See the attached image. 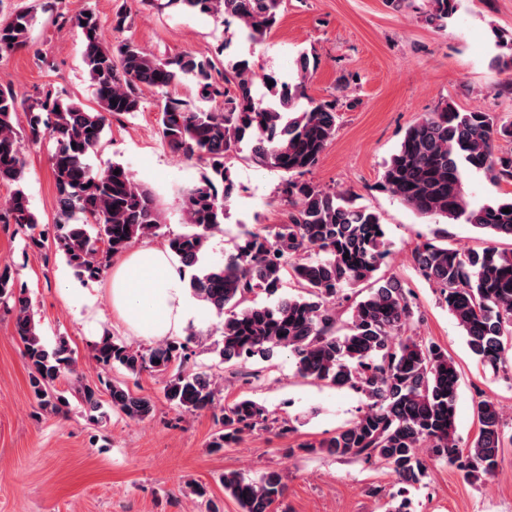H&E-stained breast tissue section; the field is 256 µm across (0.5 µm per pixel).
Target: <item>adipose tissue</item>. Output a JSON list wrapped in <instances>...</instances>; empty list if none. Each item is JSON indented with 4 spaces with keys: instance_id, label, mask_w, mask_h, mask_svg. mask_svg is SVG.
I'll use <instances>...</instances> for the list:
<instances>
[{
    "instance_id": "adipose-tissue-1",
    "label": "adipose tissue",
    "mask_w": 512,
    "mask_h": 512,
    "mask_svg": "<svg viewBox=\"0 0 512 512\" xmlns=\"http://www.w3.org/2000/svg\"><path fill=\"white\" fill-rule=\"evenodd\" d=\"M182 266L165 248L145 246L117 256L108 295L119 319L139 335L164 339L179 335L190 316Z\"/></svg>"
}]
</instances>
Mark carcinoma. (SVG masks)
<instances>
[{
    "instance_id": "obj_1",
    "label": "carcinoma",
    "mask_w": 512,
    "mask_h": 512,
    "mask_svg": "<svg viewBox=\"0 0 512 512\" xmlns=\"http://www.w3.org/2000/svg\"><path fill=\"white\" fill-rule=\"evenodd\" d=\"M158 8L175 6L224 23L234 21L254 43L277 25L283 0H140ZM424 22L447 27L457 0H429ZM80 30L83 62L96 87L98 108L50 93L19 99L0 85V183L13 187L0 224H12L26 246L39 251L52 242L80 280H96L108 271L112 257L137 240L157 234L160 211L150 191L131 171L114 162L96 170L89 158L101 145L112 119L134 116L145 108L143 89L161 92L156 100L163 144L173 153L206 165L209 174L183 190L184 224L189 230L168 236L167 246L191 267L204 255L211 238L224 232V211L235 191L226 159L250 144L249 162L282 175L279 193L288 204L286 219L248 235L236 252L190 279L194 297L224 315L221 363L246 381L259 372H241L240 363L269 361L279 350L294 359L297 374L337 388L362 393L367 404L336 432L298 448L353 458L388 469L401 488L390 494L387 512H411L408 489L421 483L428 466L419 450L434 461L455 467L468 480L493 474L499 455L512 436L503 433L501 413L490 399L476 401V436L465 444L456 437L455 413L459 371L448 352L433 340L408 334L422 311L410 288L397 277H377L389 253L380 215L347 191L325 188L312 173L336 133L337 100H315L306 93L314 68L308 54L296 60L297 77L280 82L270 100L257 96L256 73L242 58L221 66L207 56L186 52L164 58L131 42L104 44L93 11L61 22ZM34 16L20 11L0 23V52L28 46ZM491 61L498 71H512V40L498 36ZM190 80L195 99L174 97L167 89ZM218 97L223 104L208 108ZM28 116L18 128V110ZM53 142L49 156L55 181L56 218L52 237L37 231L38 219L25 191L26 162L22 141ZM512 141V122L488 112L461 111L451 103L438 107L405 131L396 151L384 163L381 188L421 216L470 224L492 238L512 240V196L472 204L464 186L481 173L493 185L512 184V151L497 142ZM119 174H114V171ZM511 212L505 213L503 209ZM349 257H344V254ZM414 270L435 289L467 345L483 368L497 374L512 351V249L488 245L462 253L448 245V230L415 245ZM288 282L297 294L275 304L255 302L258 292L272 293ZM350 316L341 319L339 309ZM0 309L14 318L23 344L29 385L38 405L60 414L69 399L56 390L65 373H76L67 342L46 346L31 313L27 284L8 264L0 265ZM193 337H172L149 349L134 348L105 335L95 344L94 359L103 367L120 366L138 375L163 378L171 406L197 412L214 406L220 384L213 376L189 368ZM110 407L139 421L153 412L152 400L124 383L99 378L91 385L75 377L70 393L102 421L101 393ZM256 430L286 437L290 420L269 412L252 399L240 398L224 408L221 429L209 447L220 450ZM224 494L240 512H272L286 485L277 470L258 478L239 472L222 476Z\"/></svg>"
}]
</instances>
